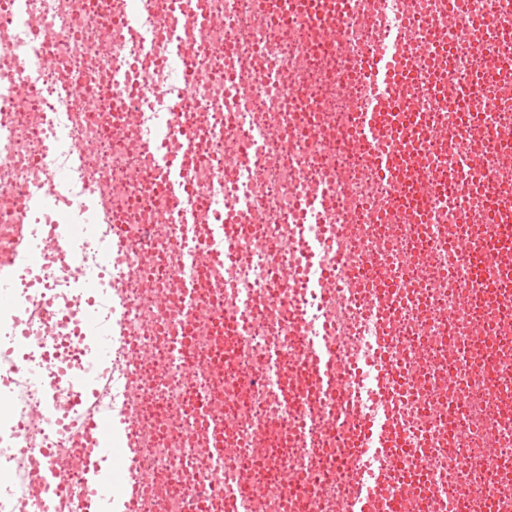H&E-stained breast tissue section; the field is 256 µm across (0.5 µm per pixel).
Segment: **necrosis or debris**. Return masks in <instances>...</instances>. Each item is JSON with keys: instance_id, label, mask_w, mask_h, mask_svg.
I'll return each mask as SVG.
<instances>
[{"instance_id": "obj_1", "label": "necrosis or debris", "mask_w": 512, "mask_h": 512, "mask_svg": "<svg viewBox=\"0 0 512 512\" xmlns=\"http://www.w3.org/2000/svg\"><path fill=\"white\" fill-rule=\"evenodd\" d=\"M127 0H0V261L18 277L0 307V512H100L86 476L101 457L88 447L90 421L133 410L127 427L139 440V469L149 474L131 512H224V495L202 479L222 467L225 484L265 483L288 471L297 477L288 498H251L246 512H336L351 489L344 467L355 439L352 417L377 414L389 402L429 470L400 468L391 493L405 512H454L453 482L472 490L470 512H512V318L464 288L465 266L453 249L476 234L485 208L479 179L512 189V157L493 159L487 133L512 130V86L494 87L485 51L508 50L490 0H345L336 47L291 19L292 0L269 14L264 0H205L213 21L184 35L196 63V95L168 48L184 7L175 0L167 21L143 11L137 28L123 26ZM47 33L35 41L31 20ZM402 20L429 54L419 64L429 78L418 92L424 123L448 131V147H416L429 174L448 182L431 200V223L395 212L392 187L376 183L368 165L373 146L346 151L343 139L369 95L364 45L380 42ZM53 59L64 68L44 65ZM95 74V111L70 93ZM474 93L459 105V81ZM252 90L250 109L278 130L260 150L242 121L237 88ZM178 104L174 123L192 117L213 139L189 156V202L209 218L211 199L235 204L232 266L198 271L185 306L175 208L144 141L154 114ZM66 169L63 181L50 172ZM109 188L110 216L95 219L93 183ZM326 192L320 220H302L300 195ZM66 205L58 221L56 201ZM49 227L60 253L35 265L16 249L20 223ZM338 224L350 233L333 240ZM320 241L317 259L300 254ZM149 243L159 253L147 267L116 257L118 242ZM298 264L303 287L279 281L283 260ZM334 265L336 288L323 303V265ZM386 288L382 309L371 291ZM72 318L42 334L51 309ZM120 316L124 336L112 338ZM331 325L338 353L356 367L343 399L315 397L286 407L260 379L269 347L288 371L322 325ZM183 357L174 348L182 335ZM397 365L399 383L372 394L374 339ZM150 357L127 367L124 354ZM207 366L188 383L183 361ZM234 421L233 453L216 460L212 424ZM70 475L66 493L35 494L29 471Z\"/></svg>"}]
</instances>
